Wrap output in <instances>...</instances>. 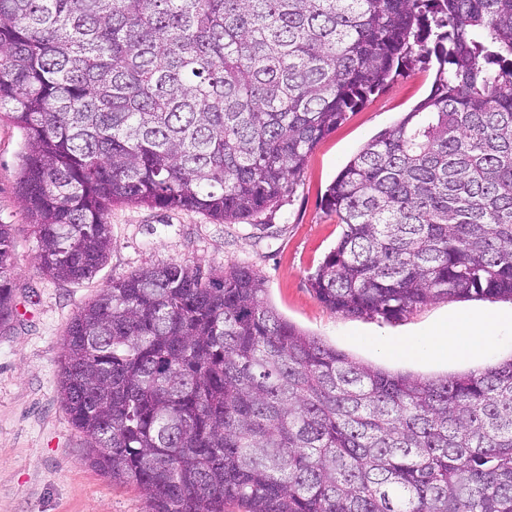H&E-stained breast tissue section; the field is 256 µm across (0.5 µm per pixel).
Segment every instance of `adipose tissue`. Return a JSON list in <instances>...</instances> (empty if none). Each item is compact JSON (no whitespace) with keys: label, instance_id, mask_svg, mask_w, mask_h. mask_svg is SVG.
Returning a JSON list of instances; mask_svg holds the SVG:
<instances>
[{"label":"adipose tissue","instance_id":"adipose-tissue-1","mask_svg":"<svg viewBox=\"0 0 512 512\" xmlns=\"http://www.w3.org/2000/svg\"><path fill=\"white\" fill-rule=\"evenodd\" d=\"M501 327L498 318L472 320L452 317L423 337H398L380 340L379 347L399 357L444 355L450 352L464 356L490 342Z\"/></svg>","mask_w":512,"mask_h":512}]
</instances>
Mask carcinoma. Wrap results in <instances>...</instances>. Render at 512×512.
Masks as SVG:
<instances>
[{"instance_id": "obj_1", "label": "carcinoma", "mask_w": 512, "mask_h": 512, "mask_svg": "<svg viewBox=\"0 0 512 512\" xmlns=\"http://www.w3.org/2000/svg\"><path fill=\"white\" fill-rule=\"evenodd\" d=\"M429 95L329 186L310 276L345 316L512 300V0H0V118L47 279H91L119 204L232 223L414 55ZM0 224V330L13 320ZM60 399L152 512H512V359L425 378L285 320L263 279L170 263L70 321Z\"/></svg>"}]
</instances>
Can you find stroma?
I'll return each mask as SVG.
<instances>
[{"label": "stroma", "instance_id": "stroma-1", "mask_svg": "<svg viewBox=\"0 0 512 512\" xmlns=\"http://www.w3.org/2000/svg\"><path fill=\"white\" fill-rule=\"evenodd\" d=\"M436 67L432 60L412 63L347 112L314 146L290 193L251 218L222 224L194 211L113 208L108 260L80 283L56 282L36 270L37 241L15 193L22 136L0 119V224L15 227L18 309L10 331L0 332V512H150L134 485L112 482L93 466L87 440L69 422L59 394L68 323L99 288L144 267L247 265L287 320L352 359L390 372L439 377L512 358L511 330L467 357H391L376 345L382 338L427 335L451 316H510L511 300H440L386 322L332 313L310 286V275L343 232L324 209L327 188L368 141L429 94Z\"/></svg>", "mask_w": 512, "mask_h": 512}]
</instances>
